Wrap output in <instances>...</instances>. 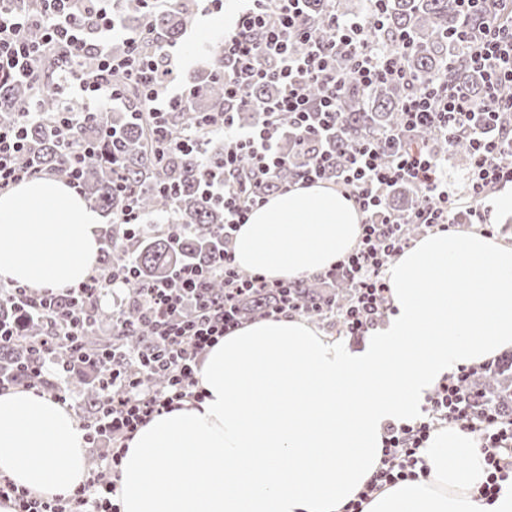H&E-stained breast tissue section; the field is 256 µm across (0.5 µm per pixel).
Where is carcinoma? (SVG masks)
Returning a JSON list of instances; mask_svg holds the SVG:
<instances>
[{
	"mask_svg": "<svg viewBox=\"0 0 512 512\" xmlns=\"http://www.w3.org/2000/svg\"><path fill=\"white\" fill-rule=\"evenodd\" d=\"M387 6V29L374 36L377 44L386 50H395L398 48L395 36L404 33L412 42L405 58L409 72L422 78L446 76L448 81L465 87L477 103L488 98L485 80L469 66L461 43L454 35L458 0H389ZM197 9L196 0H164L159 6L150 0H124L122 16L125 24L133 28L144 25L151 36L132 47L118 43L112 51L119 55L150 57L160 50V45L180 38L194 21ZM112 82L121 91L126 111L114 112L102 120L74 106L64 110L62 91L54 84L0 81L1 119L14 122L18 113L32 105L51 118L46 124L27 125L26 146L18 158V165L29 171H47L67 183L74 155H81L84 198L109 217V224L103 230V262L99 270L106 275L123 266H133L137 271V276L123 285L124 316L136 324L133 330L118 334L112 329V312L87 303L80 307L89 324L83 336L85 350L106 353V359L98 364L101 376L112 366V352L119 351L133 359L149 345V337L143 335V327L138 325V299L143 290L168 279L177 267L211 266L224 246L221 236L224 201L216 195L203 193L205 181L224 175V147L209 155L204 167L193 158L174 151L158 159L150 125L131 118V112L145 109V99L138 85L121 73L112 74ZM193 85L197 88L196 97L184 109L171 113L169 123L175 130L193 129L200 137L211 140L219 135L226 106L224 50L217 48L213 51L208 68L194 78ZM408 93V85L396 78H388L342 101V124L336 135L330 137L336 171H341L344 153L353 143L362 140L387 143L398 125L402 101ZM204 113L210 114L211 124L201 126L198 120ZM63 117L78 125L69 149L61 147L52 132V122ZM281 125L285 136L280 149L288 155V167L277 182L259 187L265 193L290 181L312 156L295 145L288 115H282ZM409 145H423L438 156L451 153L463 163L470 159L467 138L461 137L448 144L427 127L414 132ZM114 168L117 178L135 189L136 209L141 215H175L189 224L186 231L172 236L165 231L145 228L129 235L126 227L120 224L128 198L112 186ZM415 203V191L407 184L394 187L387 200L389 208L398 213L410 209ZM295 294L306 316H315L319 320L331 318V314L323 310L320 315H315V309L325 298L319 278L301 279L295 285ZM272 300L269 293L248 296L241 300L240 311L244 315H255ZM51 332L44 318L28 316L21 320V338L0 348V373H10L17 381H24L18 366L28 358L25 341L30 336H46ZM67 386L79 397L81 419L85 422L93 419L100 401L98 386L76 376L68 377ZM466 387L480 395L484 406L512 413V355L501 358L493 373L467 382Z\"/></svg>",
	"mask_w": 512,
	"mask_h": 512,
	"instance_id": "obj_1",
	"label": "carcinoma"
}]
</instances>
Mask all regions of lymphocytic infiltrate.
<instances>
[{
    "label": "lymphocytic infiltrate",
    "instance_id": "f902f5d3",
    "mask_svg": "<svg viewBox=\"0 0 512 512\" xmlns=\"http://www.w3.org/2000/svg\"><path fill=\"white\" fill-rule=\"evenodd\" d=\"M460 4L463 20L456 24L455 31L468 53L469 65L481 72L489 88L512 84V20L502 15L512 0H460ZM477 6L482 7L486 18L474 23L470 17ZM33 24L44 30L42 43L30 42L25 36ZM317 25L326 33L320 40L312 36ZM385 27V0H368L366 13L349 17L326 6L316 19L311 16L310 0H237L234 29L224 39V99L232 108L241 105L240 94L245 88L267 83L277 87L275 97L255 100L261 119L248 129L236 123L232 108L224 113L226 178L209 186L211 193L224 199V241L232 243L238 226L247 223L253 209L265 203V195L254 192L253 183L277 180L285 167L286 159L279 150L280 119L289 115L298 144L317 146L310 166L299 173V180H333L364 216L356 247L325 273L330 279L337 272H345L356 286L352 304L336 310L352 334L368 330L389 307L386 259L408 247L404 225L450 230L460 199L449 191L439 159L422 148H407L389 158L375 142L365 140L352 147L342 173L332 172L334 157L323 143L341 124L338 105L351 87L367 88L390 76L404 82L412 79L403 64L404 53L410 48L406 36H399L400 50L396 53L380 51L371 44L370 34ZM145 35V30L121 23L112 0H93L89 10L83 12L76 10L74 0H43L37 14L1 8L0 78L38 80L41 45L62 46L66 54L59 62V77L65 90L83 100L88 115L96 116L107 104L120 101L110 77L114 71L124 70L144 90L147 109L154 119L157 152L178 151L204 162L194 131L177 134L169 128L170 112L187 105L195 94L188 86L172 87L169 52H161L154 60L116 58L111 53L113 38L132 45ZM80 59L91 60V67L74 71L73 64ZM312 86L320 91L318 99H310L307 94ZM476 111L490 118L503 111L512 112V98L496 96L481 107L464 88L441 79L431 83L429 92L410 95L403 101L396 135L401 138L425 126L437 129L449 143L459 134L467 135L471 165L464 196L471 201V217L488 234L492 227L485 201L500 187L512 184V130L490 124L472 126L470 115ZM22 118L19 124L0 122V190L28 176L27 171L18 169L15 158L25 145V122L41 120L42 114L29 107ZM243 166L250 172L248 179H232V172ZM400 181L415 185L421 203L398 218L388 208L386 192ZM221 265L222 295L205 292L201 282L209 270L199 265L179 267L170 280L145 289L141 295L138 305L149 320L147 328L154 342L139 354L138 366H113L108 378L99 383L102 403L93 421L84 424L83 429L88 444L100 452V464L87 480L68 495L45 499L0 475L1 503H12L13 512H121L117 479L126 440L152 417L181 402L202 400L196 378L199 357L219 337L240 326L238 299L247 293L266 291L274 293L275 301L265 309V316L301 310L293 281L271 280L258 272L241 276L229 248ZM126 279L123 271L106 276L94 273L75 289L42 290L0 281V302L30 308L60 327L59 333L31 342L25 388L42 392L57 347L76 353L81 350L79 338L87 321L78 312L59 309V302L77 294L91 304H100L105 288L120 287ZM492 367L488 361L479 368H457L436 384L417 421L388 424L382 437L380 464L344 512H363L364 501L373 493L426 476L420 450L435 430L451 422L461 423L475 433L485 454L487 478L479 490L483 498L493 499L504 482L512 481V414L476 409L464 388L465 381L477 370ZM158 374L163 375L164 385H156L154 377Z\"/></svg>",
    "mask_w": 512,
    "mask_h": 512
}]
</instances>
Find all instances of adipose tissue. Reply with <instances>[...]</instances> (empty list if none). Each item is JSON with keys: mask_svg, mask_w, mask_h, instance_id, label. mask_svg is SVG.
Returning <instances> with one entry per match:
<instances>
[{"mask_svg": "<svg viewBox=\"0 0 512 512\" xmlns=\"http://www.w3.org/2000/svg\"><path fill=\"white\" fill-rule=\"evenodd\" d=\"M362 214L329 185L299 182L254 209L233 239L236 264L267 278L314 275L351 251ZM101 217L66 183L0 194V279L34 288L84 278ZM392 312L361 349L279 314L245 322L199 363L202 401L185 402L128 440L122 512H342L382 455L383 428L421 413L427 391L460 366L512 349V244L455 230L421 237L388 267ZM425 478L375 493L364 512H512L492 502L474 435L450 425L423 452ZM0 474L35 495L85 482V433L47 396L0 392Z\"/></svg>", "mask_w": 512, "mask_h": 512, "instance_id": "ef3b65f1", "label": "adipose tissue"}]
</instances>
